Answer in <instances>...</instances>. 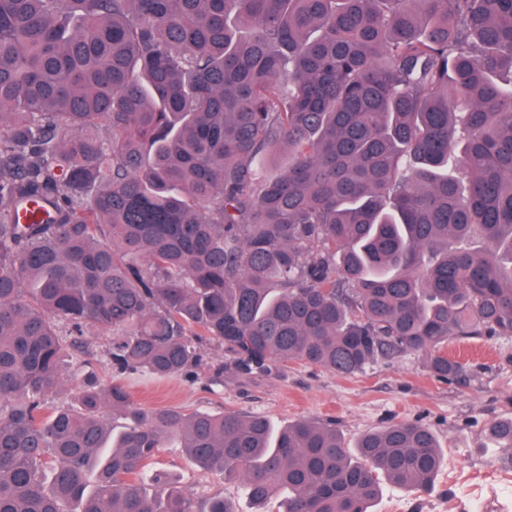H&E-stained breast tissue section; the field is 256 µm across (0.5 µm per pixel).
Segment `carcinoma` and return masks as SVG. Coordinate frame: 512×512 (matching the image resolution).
I'll return each instance as SVG.
<instances>
[{"label":"carcinoma","instance_id":"1","mask_svg":"<svg viewBox=\"0 0 512 512\" xmlns=\"http://www.w3.org/2000/svg\"><path fill=\"white\" fill-rule=\"evenodd\" d=\"M89 325L116 371L215 383L205 339L456 378L448 337H512V0H0V512H234L143 484L172 439L284 512L429 490L417 423L352 452L112 381L57 404ZM490 437L512 461V419Z\"/></svg>","mask_w":512,"mask_h":512}]
</instances>
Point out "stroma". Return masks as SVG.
<instances>
[{
  "label": "stroma",
  "instance_id": "obj_1",
  "mask_svg": "<svg viewBox=\"0 0 512 512\" xmlns=\"http://www.w3.org/2000/svg\"><path fill=\"white\" fill-rule=\"evenodd\" d=\"M88 341L94 354L91 369L99 379L120 383L134 402L149 409L259 414L279 427L314 419L335 425L349 447L364 433L391 423L429 428L443 457L432 490L383 484L374 512H512V463L500 461L501 451L489 437L494 422L512 418V337H449L448 355L463 365L462 374L449 381L435 377L417 353L378 360L353 376L295 363L245 374L235 368L230 352L208 342L204 349L210 360L224 365V381L218 385L204 377L117 373L107 356L111 332L89 329ZM151 470L180 481L197 501L221 496L235 512L284 509L280 495L259 504L242 483L201 472L173 441L157 450Z\"/></svg>",
  "mask_w": 512,
  "mask_h": 512
}]
</instances>
